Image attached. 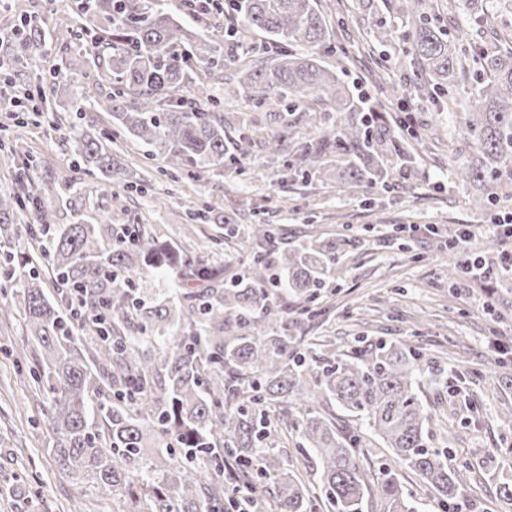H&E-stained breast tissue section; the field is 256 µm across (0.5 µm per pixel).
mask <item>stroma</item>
<instances>
[{"label":"stroma","mask_w":512,"mask_h":512,"mask_svg":"<svg viewBox=\"0 0 512 512\" xmlns=\"http://www.w3.org/2000/svg\"><path fill=\"white\" fill-rule=\"evenodd\" d=\"M320 4L335 33L336 50L328 63L339 67L352 90L375 101L381 114L378 134L403 140L415 152L411 170L388 188L364 196L333 179L302 182L282 165L270 164L255 142L242 168L184 180L174 195H167L162 181L154 182L149 194L120 195L114 184L85 176L76 163L70 145L71 83L47 89L53 111L38 126L20 131L42 160L24 186L34 191L52 179H73L76 185L67 195L43 200L55 223L94 224L107 214L118 223L123 209H132L152 232L181 242L228 278L244 272L253 247L247 227L261 220L277 230L268 244L272 251L305 241L311 226L326 238L346 240L339 277L321 290L325 313L305 325L299 350H307L319 336L339 353L361 338L390 342L415 337L444 378L442 385L428 382L422 389L425 403L437 414L430 442L450 449L457 461L469 462L476 471L461 499L462 512H512V503L496 488L497 476L512 474V427L503 422L504 412H512V389L487 373L498 365L512 376V353L506 351L512 346V281L500 277L477 288L466 281L449 288L439 267L448 253L446 238L402 230L406 224H437L444 230L474 224L477 247L490 258L501 249L496 226L512 212V200L488 211L471 206L473 189L455 173L463 147L457 135L459 114L467 96L459 94L448 111L406 90L417 72L415 61L374 37L376 23L400 28L396 13L381 4L367 11L362 0ZM24 11L46 18V57L57 63L68 59L62 34L79 25L68 0L53 5L12 0L0 12V27ZM204 199L229 214L231 223L202 221L195 237L184 238L188 205ZM31 347L17 312L0 316V512H20L24 506L29 512H116L111 493L93 491L57 471L43 433L46 407L15 372L14 352Z\"/></svg>","instance_id":"obj_1"}]
</instances>
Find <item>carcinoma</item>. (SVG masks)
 <instances>
[{
  "label": "carcinoma",
  "instance_id": "cac0c4a2",
  "mask_svg": "<svg viewBox=\"0 0 512 512\" xmlns=\"http://www.w3.org/2000/svg\"><path fill=\"white\" fill-rule=\"evenodd\" d=\"M405 27L404 52L417 62L415 96L440 105L470 86L471 111L460 119L471 158L457 165L461 181L480 189L472 205L493 208L512 198V48L484 41L468 46L434 23L428 0H385ZM82 24L70 32L76 56L90 55L82 72L103 94L77 90L71 147L88 176H105L125 191L144 194L155 177L179 183L246 158L255 126L277 129L265 146L280 150L283 137L301 121L294 112H245L237 142L226 139L224 102L247 100L259 108L288 98L304 110L324 109L336 120L292 150L294 174L304 181L331 175L324 157L336 154V179L351 190L386 187L414 163L406 148L373 137L375 117L321 63L331 49L329 22L318 0H229L243 28L224 40H250L253 31L281 45L267 63L249 61L208 38L215 18L206 14L186 26L160 0H91L80 5ZM45 19L23 16L24 45H40ZM236 66V84L215 96L204 76ZM194 84L188 97L177 95ZM21 98L31 111H48V98L28 87ZM111 121L97 132L80 126L90 112ZM147 146L163 166L127 169L113 154L119 138ZM68 179L49 181L34 195L0 194V231L7 243L24 239L32 251L8 268L10 301L36 341L26 376L50 402L47 443L60 472L88 478L92 488L122 501L121 512H228L239 508L241 482L256 506L271 512H419L405 493L399 470L416 474L437 493L440 512L459 500L473 473L466 463L448 464V451L428 440L433 413L420 396L426 354L412 341L377 342L322 355L306 363L294 333L302 320L270 298L278 278L287 293L305 299L306 320L324 313L317 290L334 279L336 241L315 237L288 251L262 249L270 224L248 232L257 248L247 257V274L226 287L221 272L184 248L150 232L137 214L123 224H54L40 200L69 192ZM50 271L40 274V258ZM178 270V297L151 289L147 302L135 282ZM60 301L48 297L47 283ZM335 401L358 420L349 435L317 412ZM288 419L298 432L295 452L276 437L269 413ZM380 440L385 459L364 469L362 436ZM317 457L320 493L305 480L298 457Z\"/></svg>",
  "mask_w": 512,
  "mask_h": 512
}]
</instances>
